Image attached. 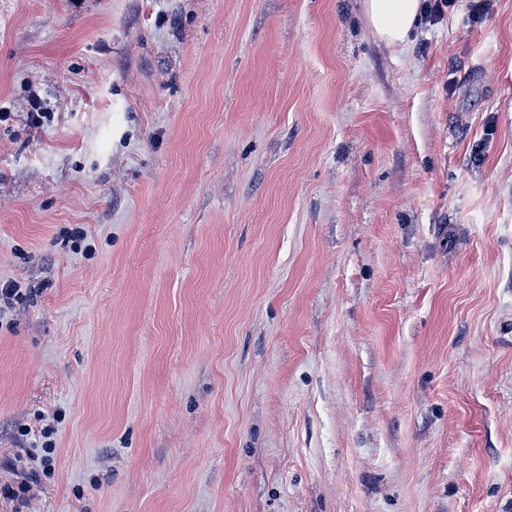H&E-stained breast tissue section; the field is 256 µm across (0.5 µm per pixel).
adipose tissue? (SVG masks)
I'll return each mask as SVG.
<instances>
[{
	"instance_id": "adipose-tissue-1",
	"label": "adipose tissue",
	"mask_w": 512,
	"mask_h": 512,
	"mask_svg": "<svg viewBox=\"0 0 512 512\" xmlns=\"http://www.w3.org/2000/svg\"><path fill=\"white\" fill-rule=\"evenodd\" d=\"M364 12L379 40L389 46L404 44L421 13L420 0H364Z\"/></svg>"
}]
</instances>
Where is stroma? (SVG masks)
<instances>
[{"mask_svg": "<svg viewBox=\"0 0 512 512\" xmlns=\"http://www.w3.org/2000/svg\"><path fill=\"white\" fill-rule=\"evenodd\" d=\"M0 111L23 512H512V0H0ZM374 34L388 46L404 44L421 13V0H362Z\"/></svg>", "mask_w": 512, "mask_h": 512, "instance_id": "35a3bbf8", "label": "stroma"}]
</instances>
